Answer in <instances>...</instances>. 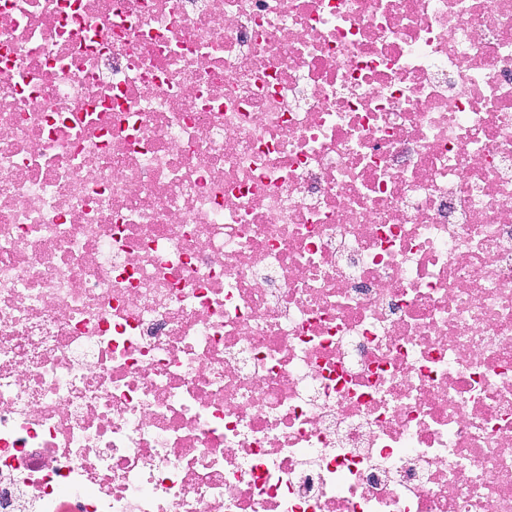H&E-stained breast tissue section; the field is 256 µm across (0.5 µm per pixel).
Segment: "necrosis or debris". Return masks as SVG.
Segmentation results:
<instances>
[{"label": "necrosis or debris", "mask_w": 512, "mask_h": 512, "mask_svg": "<svg viewBox=\"0 0 512 512\" xmlns=\"http://www.w3.org/2000/svg\"><path fill=\"white\" fill-rule=\"evenodd\" d=\"M0 512H512V0H0Z\"/></svg>", "instance_id": "4bbe7bcc"}]
</instances>
